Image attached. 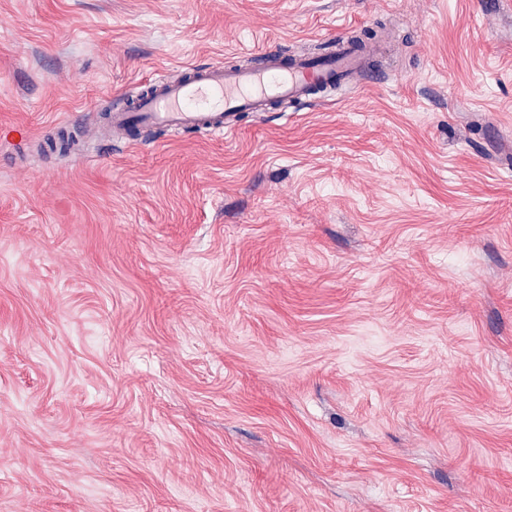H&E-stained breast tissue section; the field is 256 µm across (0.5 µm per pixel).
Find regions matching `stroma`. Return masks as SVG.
Instances as JSON below:
<instances>
[{"label":"stroma","mask_w":512,"mask_h":512,"mask_svg":"<svg viewBox=\"0 0 512 512\" xmlns=\"http://www.w3.org/2000/svg\"><path fill=\"white\" fill-rule=\"evenodd\" d=\"M385 27L329 103L39 149ZM0 512H512V0H0Z\"/></svg>","instance_id":"obj_1"}]
</instances>
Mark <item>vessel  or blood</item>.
<instances>
[{"label": "vessel or blood", "mask_w": 512, "mask_h": 512, "mask_svg": "<svg viewBox=\"0 0 512 512\" xmlns=\"http://www.w3.org/2000/svg\"><path fill=\"white\" fill-rule=\"evenodd\" d=\"M379 44L340 36L331 52L318 56H288L263 51L261 64L250 67H191L185 78L159 80L129 91L128 109L113 113V133L124 135L140 125L213 135L233 133L242 112H265L271 104L298 106L315 102L317 93L338 85H359L375 77Z\"/></svg>", "instance_id": "obj_1"}]
</instances>
